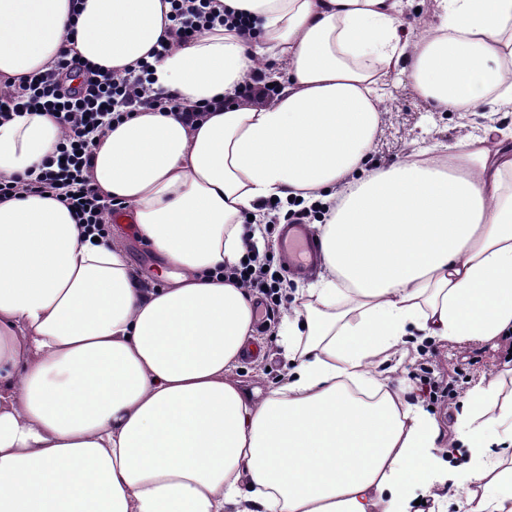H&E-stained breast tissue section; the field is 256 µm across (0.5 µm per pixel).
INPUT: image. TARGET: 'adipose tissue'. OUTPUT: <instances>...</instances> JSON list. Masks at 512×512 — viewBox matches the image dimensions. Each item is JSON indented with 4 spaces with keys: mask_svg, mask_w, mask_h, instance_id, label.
Listing matches in <instances>:
<instances>
[{
    "mask_svg": "<svg viewBox=\"0 0 512 512\" xmlns=\"http://www.w3.org/2000/svg\"><path fill=\"white\" fill-rule=\"evenodd\" d=\"M224 6L248 30L175 40L169 0H0V91L67 49L117 77L149 61L173 101L106 129L92 169L164 287L56 198L0 202V512H412L459 477L464 512H512L501 379L472 387L449 436L378 369L409 342L512 333V129L369 164L397 76L438 112L512 109V0H435L424 29L403 0ZM253 74L273 99L239 97ZM62 136L42 111L1 123L0 179ZM274 201L324 210L322 271L281 321L292 367L263 393L228 377L255 303L224 271Z\"/></svg>",
    "mask_w": 512,
    "mask_h": 512,
    "instance_id": "1",
    "label": "adipose tissue"
}]
</instances>
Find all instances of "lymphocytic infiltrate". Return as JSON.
<instances>
[{"label": "lymphocytic infiltrate", "instance_id": "obj_1", "mask_svg": "<svg viewBox=\"0 0 512 512\" xmlns=\"http://www.w3.org/2000/svg\"><path fill=\"white\" fill-rule=\"evenodd\" d=\"M170 20L178 36L199 34L223 22L224 7L218 0H170ZM149 68H142L134 79L117 80L109 71L82 63L69 52H62L47 71L30 76L7 94H0V119L29 109L51 112L68 133L56 156L47 159L38 171L26 178L0 181V197L21 194H48L66 205L77 223L106 236L102 216L111 202L95 188L90 169L95 133L104 121L121 122L144 105L143 84ZM226 277L241 280L259 296L266 319H274L288 299V280L273 269L269 254L250 250L240 266L226 270Z\"/></svg>", "mask_w": 512, "mask_h": 512}]
</instances>
